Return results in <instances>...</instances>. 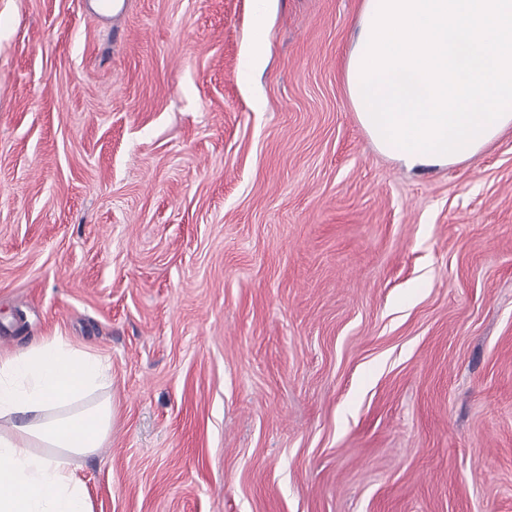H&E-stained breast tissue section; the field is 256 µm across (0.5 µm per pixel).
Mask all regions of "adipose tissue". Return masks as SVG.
I'll return each instance as SVG.
<instances>
[{
  "instance_id": "1",
  "label": "adipose tissue",
  "mask_w": 512,
  "mask_h": 512,
  "mask_svg": "<svg viewBox=\"0 0 512 512\" xmlns=\"http://www.w3.org/2000/svg\"><path fill=\"white\" fill-rule=\"evenodd\" d=\"M109 367L54 338L0 357V512H92L80 460L112 432Z\"/></svg>"
}]
</instances>
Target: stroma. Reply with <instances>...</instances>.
<instances>
[{
    "mask_svg": "<svg viewBox=\"0 0 512 512\" xmlns=\"http://www.w3.org/2000/svg\"><path fill=\"white\" fill-rule=\"evenodd\" d=\"M0 0V356L111 366L93 512H512V130L378 153L362 0ZM369 4H377V0H363V4H362L361 12L359 15V20H358V32H357L353 47L349 50L346 60H345V78H346L347 96H348V99H349L355 113H356L357 120H358L359 124L361 125V127L363 128V130L366 132L370 141L375 146V145H377L376 139L372 138L373 135H372V132L369 130V127H364L362 125L363 123H365V120L359 119L360 117H365V115H358V114H361V111L356 112V109H355V107H361V103H358V100H357V99H361V95H357V88L361 87V83H358L357 79H349V84H348V70H349V76H353L354 75V68H353L354 60H357L358 56H361L362 52H365V48H361V44L360 43L357 44V43L359 42V39H361L360 35L365 36L366 28H363V25H365L364 22H366V20H364V18L366 16H364V14H366V12H371L370 14H372V15H369V16H373V14H374V13H372L373 8H367V6ZM362 19L364 21H362ZM358 48H361V51H357ZM354 50H355V52L357 51L356 55H354V52H353ZM349 87H351L352 91H353V93L351 91V95H353V96L357 95V99H354V104L352 101L353 98H351V96H350ZM360 120L362 121V124H361ZM385 147H389V151H385V153L383 151H381V146L378 148L376 147V148L378 151L380 148V151L382 154H385L387 156L398 159L407 169H414V168L422 167V166H448V165H451V164H449V162L446 163L447 165L446 164L436 165L435 163H434V165H429V164H433V159H427L425 157V155H421V160H419L417 158V155H420L421 151L425 150V147H420V150H413V155H409V151H404V150H401V152L397 151V147H393V143H389V139H385Z\"/></svg>",
    "mask_w": 512,
    "mask_h": 512,
    "instance_id": "1",
    "label": "stroma"
}]
</instances>
